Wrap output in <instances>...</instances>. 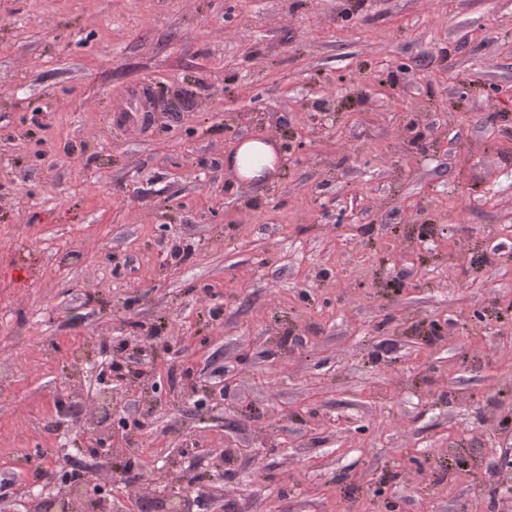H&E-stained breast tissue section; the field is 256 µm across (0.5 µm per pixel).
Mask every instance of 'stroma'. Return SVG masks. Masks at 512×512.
<instances>
[{"instance_id":"obj_1","label":"stroma","mask_w":512,"mask_h":512,"mask_svg":"<svg viewBox=\"0 0 512 512\" xmlns=\"http://www.w3.org/2000/svg\"><path fill=\"white\" fill-rule=\"evenodd\" d=\"M258 134L289 168L236 181ZM508 303L512 0H0V512L86 420L144 425L127 512L193 463L199 512H512L428 463L452 433L512 461Z\"/></svg>"}]
</instances>
